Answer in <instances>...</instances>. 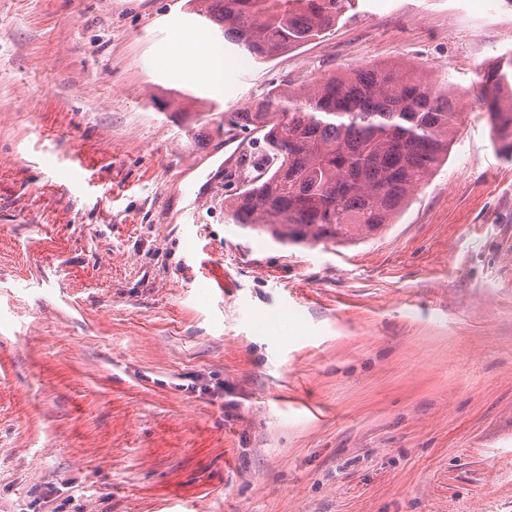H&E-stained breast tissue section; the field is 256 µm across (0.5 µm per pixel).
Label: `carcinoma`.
I'll use <instances>...</instances> for the list:
<instances>
[{"label": "carcinoma", "instance_id": "obj_1", "mask_svg": "<svg viewBox=\"0 0 512 512\" xmlns=\"http://www.w3.org/2000/svg\"><path fill=\"white\" fill-rule=\"evenodd\" d=\"M224 40L275 57L333 29L355 0H207ZM492 136L512 154V55L483 71ZM457 99L400 67L360 66L288 81L217 119L224 140L255 148L236 160L243 180L224 199L234 223L282 244L355 243L386 224L448 158Z\"/></svg>", "mask_w": 512, "mask_h": 512}]
</instances>
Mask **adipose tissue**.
I'll return each instance as SVG.
<instances>
[{
    "label": "adipose tissue",
    "instance_id": "ef3b65f1",
    "mask_svg": "<svg viewBox=\"0 0 512 512\" xmlns=\"http://www.w3.org/2000/svg\"><path fill=\"white\" fill-rule=\"evenodd\" d=\"M170 51L184 74L205 80L213 86L223 87L224 71L227 67L224 53L208 39L179 28L173 33Z\"/></svg>",
    "mask_w": 512,
    "mask_h": 512
}]
</instances>
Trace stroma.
Here are the masks:
<instances>
[{
	"mask_svg": "<svg viewBox=\"0 0 512 512\" xmlns=\"http://www.w3.org/2000/svg\"><path fill=\"white\" fill-rule=\"evenodd\" d=\"M192 0H0V512H512V159L477 73L505 0H359L223 91ZM372 63L457 96L447 160L352 245L224 209L205 113ZM170 51L182 73L224 89V70L233 64L226 63L224 52L208 39L202 38L197 32L178 28L173 32Z\"/></svg>",
	"mask_w": 512,
	"mask_h": 512,
	"instance_id": "35a3bbf8",
	"label": "stroma"
}]
</instances>
